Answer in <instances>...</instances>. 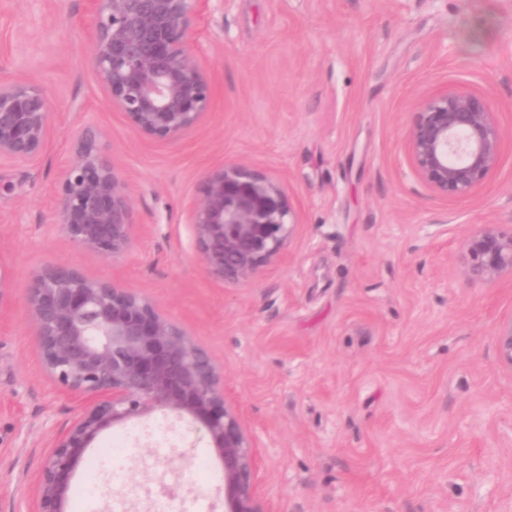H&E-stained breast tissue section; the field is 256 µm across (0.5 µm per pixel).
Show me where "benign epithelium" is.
I'll return each instance as SVG.
<instances>
[{"instance_id": "7a95c632", "label": "benign epithelium", "mask_w": 512, "mask_h": 512, "mask_svg": "<svg viewBox=\"0 0 512 512\" xmlns=\"http://www.w3.org/2000/svg\"><path fill=\"white\" fill-rule=\"evenodd\" d=\"M209 0H88L90 62L112 109L142 136L167 140L190 131L212 104V88L189 44ZM56 112L25 77L0 82V162L33 161ZM503 130L481 94L450 87L421 100L408 130L414 174L442 197L479 187L499 165ZM53 197V215L77 248L104 257L133 243L125 181L87 126ZM203 270L245 282L279 262L297 219L283 184L243 162L203 180L190 217ZM473 281L512 275V234L485 224L464 243ZM12 261L0 253V315L14 306ZM49 376L85 406L54 440L36 480L35 512H67L72 478L101 434L157 411L188 418L222 463L224 512H267L255 479L256 437L224 391V375L192 331L152 299L80 269L50 263L26 298ZM499 360L512 368V315L496 329Z\"/></svg>"}]
</instances>
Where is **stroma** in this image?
<instances>
[{"mask_svg":"<svg viewBox=\"0 0 512 512\" xmlns=\"http://www.w3.org/2000/svg\"><path fill=\"white\" fill-rule=\"evenodd\" d=\"M86 17L87 0H0V80L28 75L56 112L37 161L0 165V252L16 281L0 319V512H33L49 445L80 409L43 371L25 307L55 262L191 329L257 439L269 512H501L512 369L494 333L512 277L469 281L461 255L482 225L512 232V0H210L190 47L212 105L167 141L108 107ZM447 86L487 95L506 133L498 168L463 198L435 196L406 152L416 103ZM88 125L132 207V247L114 259L52 222ZM233 161L280 180L298 219L283 259L245 283L204 272L189 224L205 175ZM118 439L132 449L122 470L99 466ZM219 470L189 420L158 411L94 442L68 508L104 512L116 479L127 512H224Z\"/></svg>","mask_w":512,"mask_h":512,"instance_id":"stroma-1","label":"stroma"}]
</instances>
